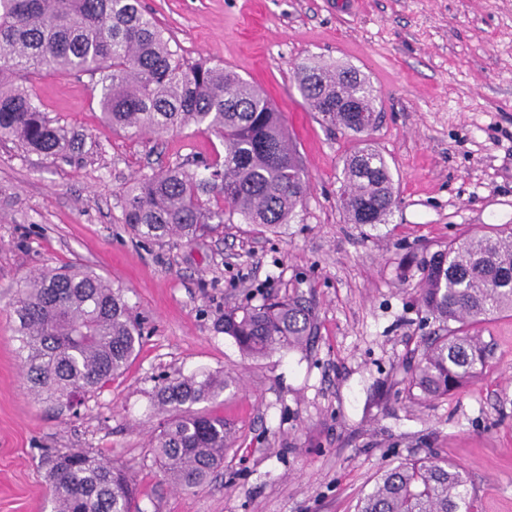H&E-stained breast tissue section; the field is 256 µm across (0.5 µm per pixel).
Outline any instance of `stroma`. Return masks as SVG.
Here are the masks:
<instances>
[{
	"mask_svg": "<svg viewBox=\"0 0 512 512\" xmlns=\"http://www.w3.org/2000/svg\"><path fill=\"white\" fill-rule=\"evenodd\" d=\"M187 60L262 89L282 114L309 191L278 232L228 224L188 244L135 237L117 198L132 179L199 166L219 139L188 128L134 135L101 120L88 75L32 76L49 117L83 140L77 159L0 142V512H49L45 451L86 448L131 468L135 512H357L386 469L432 457L461 465L472 512H512V315L479 328L483 375L438 399L411 369L439 329L419 300L420 260L471 231L512 225V0H141ZM350 65L377 95L354 135L306 110L297 65ZM382 153L397 205L353 224L343 162ZM81 263L123 291L142 327L123 374L73 408L31 395L11 303L34 273ZM311 306L307 346L245 358L217 325L263 295ZM221 373L196 409L232 442L203 488L175 487L156 462L159 386Z\"/></svg>",
	"mask_w": 512,
	"mask_h": 512,
	"instance_id": "obj_1",
	"label": "stroma"
}]
</instances>
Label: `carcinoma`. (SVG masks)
<instances>
[{
    "mask_svg": "<svg viewBox=\"0 0 512 512\" xmlns=\"http://www.w3.org/2000/svg\"><path fill=\"white\" fill-rule=\"evenodd\" d=\"M43 69L87 73L114 129L160 136L194 128L215 135L223 152L200 173L182 164L136 178L120 194L123 223L141 239L193 243L226 224L275 230L290 223L309 182L267 95L235 72L189 62L140 0H0V141L51 158L74 155L82 139L48 117L30 76ZM304 105L345 132L375 123L370 81L352 66L297 67ZM341 200L353 224H384L397 204L390 167L363 147L343 164ZM420 302L442 324L411 373L414 387L438 398L478 378L486 347L476 326L512 312V226L469 235L422 259ZM25 382L42 400L71 407L79 395L121 374L141 330L121 290L84 265L25 279L13 303ZM312 309L290 297L224 311L220 329L244 357L258 359L307 344ZM228 380L211 372L179 375L155 399L163 414L155 458L176 486L207 484L224 462V418L193 410L216 399ZM51 512H133L130 471L84 448L45 457ZM357 512H471L467 480L448 460L408 459L384 470Z\"/></svg>",
    "mask_w": 512,
    "mask_h": 512,
    "instance_id": "cac0c4a2",
    "label": "carcinoma"
}]
</instances>
